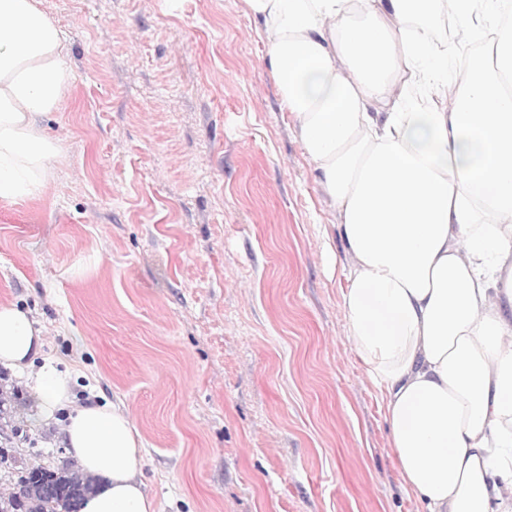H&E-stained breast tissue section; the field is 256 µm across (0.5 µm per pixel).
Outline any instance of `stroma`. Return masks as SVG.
<instances>
[{"label":"stroma","instance_id":"obj_1","mask_svg":"<svg viewBox=\"0 0 512 512\" xmlns=\"http://www.w3.org/2000/svg\"><path fill=\"white\" fill-rule=\"evenodd\" d=\"M74 73L44 193L0 200V302L127 409L161 512H418L342 307L344 245L246 0H39ZM0 492L66 462L0 365Z\"/></svg>","mask_w":512,"mask_h":512}]
</instances>
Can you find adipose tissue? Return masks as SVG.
I'll use <instances>...</instances> for the list:
<instances>
[{
	"label": "adipose tissue",
	"mask_w": 512,
	"mask_h": 512,
	"mask_svg": "<svg viewBox=\"0 0 512 512\" xmlns=\"http://www.w3.org/2000/svg\"><path fill=\"white\" fill-rule=\"evenodd\" d=\"M345 247L349 338L423 512H512V0H247ZM448 38H483L452 64ZM74 79L38 0H0V199L42 194L39 125ZM30 311L0 303V365L96 477L81 512H160L127 410L71 408Z\"/></svg>",
	"instance_id": "1"
}]
</instances>
